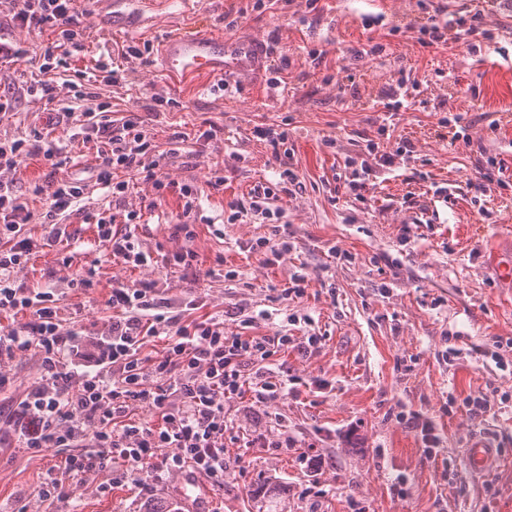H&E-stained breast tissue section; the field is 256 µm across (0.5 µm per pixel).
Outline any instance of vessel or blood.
<instances>
[{"mask_svg":"<svg viewBox=\"0 0 512 512\" xmlns=\"http://www.w3.org/2000/svg\"><path fill=\"white\" fill-rule=\"evenodd\" d=\"M271 59L263 40L215 37L191 29L170 33L160 54L162 68L172 75L230 81L263 72Z\"/></svg>","mask_w":512,"mask_h":512,"instance_id":"b4317fda","label":"vessel or blood"}]
</instances>
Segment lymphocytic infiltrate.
I'll list each match as a JSON object with an SVG mask.
<instances>
[{"mask_svg": "<svg viewBox=\"0 0 512 512\" xmlns=\"http://www.w3.org/2000/svg\"><path fill=\"white\" fill-rule=\"evenodd\" d=\"M14 22L30 29L51 24L65 28L75 20L76 0H7ZM98 144L100 184L113 193L125 190L112 172L139 163L148 149L134 120L122 133L100 117L86 128ZM23 156L20 142L0 141V312L24 311L30 319L0 336V387L12 378L3 369L15 352L37 351L43 372L11 411L7 424L17 441L33 454L64 453V468L78 478L109 469L127 478L150 470L176 475L190 471L212 485L224 484V403L239 396L247 365L270 363L290 336L227 335L224 322L205 317L190 322L180 314L158 313L154 289L118 286L107 303L120 310L107 331L66 327L63 307L52 290L26 288L19 270L38 253L41 242L66 237L59 218L83 197L79 180L52 185L45 214L44 241L25 232L30 214L6 181ZM100 242L113 258L133 267L152 265L151 253L136 247L132 232L117 230L114 219L99 218ZM164 337L163 360L142 357L148 338ZM146 404L162 418L154 428L128 421L130 408Z\"/></svg>", "mask_w": 512, "mask_h": 512, "instance_id": "1", "label": "lymphocytic infiltrate"}]
</instances>
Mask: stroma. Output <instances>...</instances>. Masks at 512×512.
Segmentation results:
<instances>
[{
  "instance_id": "obj_1",
  "label": "stroma",
  "mask_w": 512,
  "mask_h": 512,
  "mask_svg": "<svg viewBox=\"0 0 512 512\" xmlns=\"http://www.w3.org/2000/svg\"><path fill=\"white\" fill-rule=\"evenodd\" d=\"M77 3L68 40L51 25L19 27L0 5V41L20 51L0 59V94L15 100L0 114V140L56 139L70 158L54 166L32 154L12 171L28 234L44 235L45 186L87 185L65 219L70 240L43 247L19 282L55 289L91 330L111 324L117 284L158 289L188 321L223 316L229 334L256 316L252 335L294 338L274 357L288 394L262 399L246 366L242 395L224 404L220 487L188 472L116 480L97 469L49 505L39 490L59 456L33 455L1 430L0 512H179L189 498L200 512H256L245 491L267 482L282 489L280 512H512V284L500 274L512 267V208L500 206L512 195V0H193L187 13L171 0H114L107 15L102 0ZM464 9L481 14L478 32L421 43L430 17ZM190 26L260 38L274 63L229 93L215 78L162 72L164 39ZM60 40L66 55L47 57ZM122 46L131 55H118ZM46 78L49 95L28 94ZM399 98L404 108L388 113ZM63 106L105 113L117 129L139 118L149 149L141 165L116 171L125 194L96 185V146L57 124ZM456 114L470 141L451 150L440 136ZM258 127L287 131L286 144L255 137ZM406 139L412 153L390 170L367 150L396 152ZM344 177L365 182L364 200L340 193ZM259 184L273 190L277 219L233 221L234 203ZM108 210L136 212L135 242L151 252L174 253L175 225L193 224L199 280L170 262L114 261L96 232ZM277 234L292 249L269 265L254 244ZM298 277L304 294H286ZM311 333L317 345L300 352ZM8 367L4 416L41 374L32 351ZM478 394L485 409L469 410ZM427 422L439 437L432 458ZM475 442L493 451L481 473L465 461Z\"/></svg>"
}]
</instances>
